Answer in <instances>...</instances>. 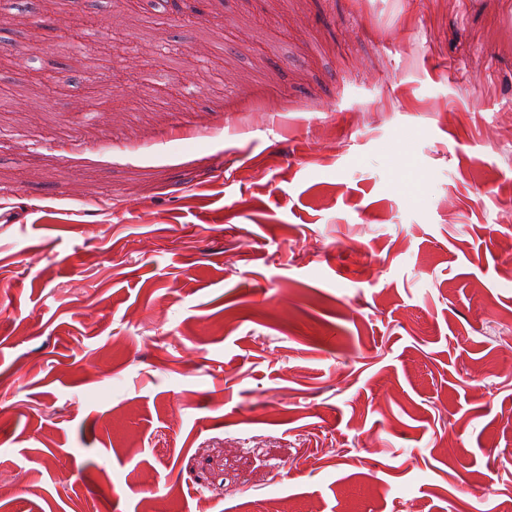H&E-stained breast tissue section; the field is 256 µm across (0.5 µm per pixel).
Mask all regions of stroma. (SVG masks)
I'll return each instance as SVG.
<instances>
[{"label":"stroma","instance_id":"obj_1","mask_svg":"<svg viewBox=\"0 0 512 512\" xmlns=\"http://www.w3.org/2000/svg\"><path fill=\"white\" fill-rule=\"evenodd\" d=\"M31 5L0 512H512V0Z\"/></svg>","mask_w":512,"mask_h":512}]
</instances>
